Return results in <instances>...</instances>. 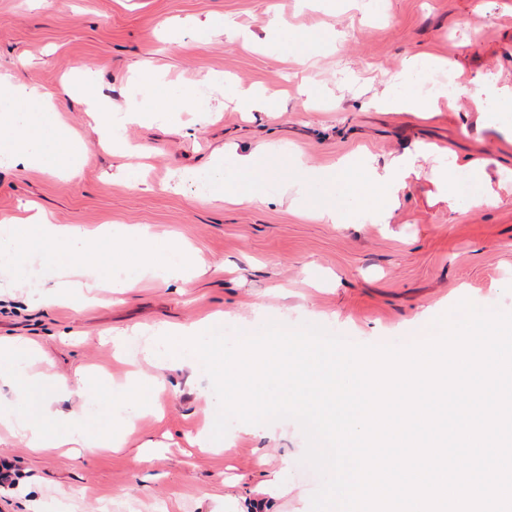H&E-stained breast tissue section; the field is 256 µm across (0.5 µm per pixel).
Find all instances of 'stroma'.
Segmentation results:
<instances>
[{"instance_id":"obj_1","label":"stroma","mask_w":512,"mask_h":512,"mask_svg":"<svg viewBox=\"0 0 512 512\" xmlns=\"http://www.w3.org/2000/svg\"><path fill=\"white\" fill-rule=\"evenodd\" d=\"M206 17L249 31L252 44L202 35L192 21ZM273 20L281 34L268 40ZM435 56L455 78V109L378 108L383 96L418 91ZM82 62L92 66L95 93L115 106L143 98L137 76L146 67L163 82L196 87V106L164 125L126 126V153L113 154L68 92ZM1 74L36 86L85 151L73 178L0 168V220L34 202L55 223L89 232L138 225L190 246L201 274L101 292L90 305L37 306L26 289L9 290L0 336L42 350L35 372L71 378L89 368L120 383L133 369L164 374L168 388L114 451L74 458L1 439L0 465L23 483L0 486V512H241L256 502L267 512H310L320 477L302 462L307 443L295 421L275 422L273 440L235 423L229 449L190 445L217 413L207 375L119 363L108 330L217 312L225 328H238L260 304L291 327L309 322L360 344H402L406 324L465 298L512 312V149L477 124L472 100L476 76L512 85V0H0ZM233 88L259 92L269 111H237ZM229 144L242 153L270 147L247 186L262 204L203 193L200 176ZM408 150L419 153L418 173L390 223L359 212L348 224L312 219L343 196L299 187L303 172L357 155L381 165ZM456 154L486 160L498 206L473 207L482 188L465 170L453 186L437 181ZM188 169L196 180H182ZM274 474L281 491L265 495Z\"/></svg>"}]
</instances>
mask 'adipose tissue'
Wrapping results in <instances>:
<instances>
[{"instance_id":"obj_1","label":"adipose tissue","mask_w":512,"mask_h":512,"mask_svg":"<svg viewBox=\"0 0 512 512\" xmlns=\"http://www.w3.org/2000/svg\"><path fill=\"white\" fill-rule=\"evenodd\" d=\"M141 82L147 89L145 97L117 115L109 102L95 96L88 82L74 85L97 114L98 136L111 140L114 147L122 145L114 133L115 125L159 120L196 100L194 89L162 83L150 69L142 71ZM83 152V144L71 137L53 105L36 88L18 79L0 81V167L25 164L72 175L75 160ZM261 158L258 151L235 155L233 172L228 175L223 156H216L210 200H223L233 192L239 177L251 174ZM414 172L413 155L403 154L381 167L364 159L335 169H313L307 180L323 187L345 185L348 205L325 209L318 218L346 224L355 211L391 218ZM115 239L124 241V250L101 259L102 246ZM192 265L188 249L174 242H157L140 226L110 224L91 235L27 209L0 227V289L28 287L33 302L39 305L71 301L80 288L130 290L140 287L148 275L184 282ZM34 353L27 340H0V385L20 390L16 401L0 402V426L24 438L31 450L49 453L68 448L88 456L114 449L119 444L118 432L132 431L139 411L150 404L148 382L133 376L116 387L117 400L111 408L90 411L81 407L61 414L52 400L45 398L43 383L29 371Z\"/></svg>"}]
</instances>
